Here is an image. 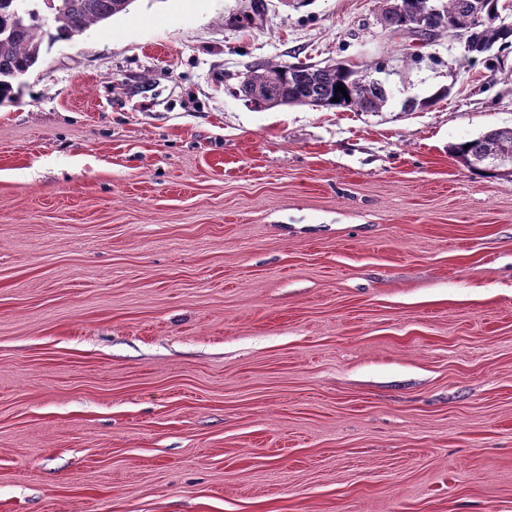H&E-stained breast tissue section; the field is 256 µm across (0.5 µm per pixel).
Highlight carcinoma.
<instances>
[{"mask_svg": "<svg viewBox=\"0 0 512 512\" xmlns=\"http://www.w3.org/2000/svg\"><path fill=\"white\" fill-rule=\"evenodd\" d=\"M132 0H0V106L19 100L23 79L38 64L44 45L67 41L127 10ZM493 0H382L380 24L392 33L430 42L446 35L482 54L512 38V25L491 14ZM387 62L351 65L260 63L245 74L238 94L263 93L266 108L303 105L327 110L379 112L390 90L376 75ZM345 87L346 93L335 91ZM338 101H333V98ZM467 168L485 175L496 158L512 159V127L492 128L451 146Z\"/></svg>", "mask_w": 512, "mask_h": 512, "instance_id": "carcinoma-1", "label": "carcinoma"}]
</instances>
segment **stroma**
<instances>
[{
	"mask_svg": "<svg viewBox=\"0 0 512 512\" xmlns=\"http://www.w3.org/2000/svg\"><path fill=\"white\" fill-rule=\"evenodd\" d=\"M256 1L133 0L0 107V512H512V177L448 150L512 44ZM379 58L380 112L236 94Z\"/></svg>",
	"mask_w": 512,
	"mask_h": 512,
	"instance_id": "stroma-1",
	"label": "stroma"
}]
</instances>
